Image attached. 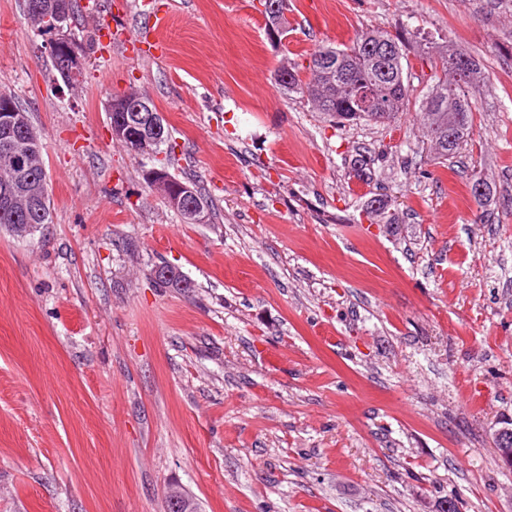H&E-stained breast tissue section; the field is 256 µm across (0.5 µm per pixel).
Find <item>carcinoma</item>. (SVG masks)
<instances>
[{
    "instance_id": "obj_1",
    "label": "carcinoma",
    "mask_w": 512,
    "mask_h": 512,
    "mask_svg": "<svg viewBox=\"0 0 512 512\" xmlns=\"http://www.w3.org/2000/svg\"><path fill=\"white\" fill-rule=\"evenodd\" d=\"M50 2L25 0L28 17L42 35L51 34V24L44 20L50 12ZM402 45L397 36L368 30L359 34L350 47H325L315 52L306 70L307 79L301 78L298 69L282 66L278 69L276 82L286 94H299L310 102L323 101L320 111L338 124L361 121L390 124L406 111L414 92L403 64ZM51 59L56 71L52 80L60 79L68 85L79 81L81 74L71 73V60L64 48H58L51 54ZM441 61L445 78H437L423 97L417 117L428 141L446 160L473 135L475 105L464 88L478 87L483 78L478 63L465 54L457 53L451 58L443 56ZM450 70L455 75L452 83L446 78ZM32 132L34 128L29 120L13 129L18 144L36 148L32 164L20 182V190L28 204L15 208L0 204V226H5L17 237H25L29 229L51 223L42 142L31 141ZM15 175L11 151L0 141V186L13 181ZM183 185L194 189V195L183 198V206L201 203L210 208L209 198L195 181L175 177L170 188L177 194ZM153 277L161 288H179L183 282L186 287H191L185 275L166 264L155 266ZM167 507L168 512H198L197 503L189 495H167Z\"/></svg>"
}]
</instances>
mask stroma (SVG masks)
<instances>
[{"mask_svg":"<svg viewBox=\"0 0 512 512\" xmlns=\"http://www.w3.org/2000/svg\"><path fill=\"white\" fill-rule=\"evenodd\" d=\"M141 2L100 0L76 36L137 33ZM157 2L167 54L113 43L71 89L24 0H0V88L30 111L52 210L24 239L0 227V512H167L172 483L199 512H512V0H289L281 42L263 0ZM372 28L402 35L419 96L436 50L479 63L454 157L417 104L343 127L276 84ZM132 90L208 223L111 137ZM162 262L191 291L155 287Z\"/></svg>","mask_w":512,"mask_h":512,"instance_id":"stroma-1","label":"stroma"}]
</instances>
